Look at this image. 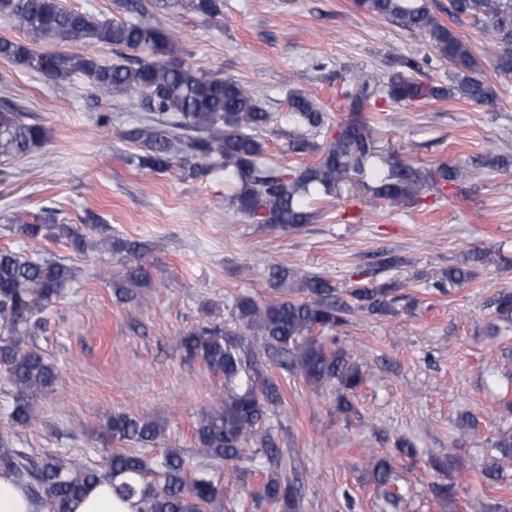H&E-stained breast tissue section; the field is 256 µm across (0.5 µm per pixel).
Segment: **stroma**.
<instances>
[{"label":"stroma","instance_id":"obj_1","mask_svg":"<svg viewBox=\"0 0 512 512\" xmlns=\"http://www.w3.org/2000/svg\"><path fill=\"white\" fill-rule=\"evenodd\" d=\"M140 3L175 34L188 63L253 90L271 115L264 138L274 165L317 159L288 150L289 88L311 91L334 124L348 116L342 92L356 71L384 75L399 56L416 52L426 60L425 78L448 81L447 60L422 36L363 12L356 0H224L222 14L209 20L163 0ZM453 29L477 47L482 77L494 82L499 100L492 108L458 98L387 105L382 147L429 169L512 155V79L499 78L493 57L482 52L473 19ZM12 102L45 128L47 141L26 157L0 159V248L60 258L80 273L45 310L49 330L36 342L63 383L36 399L30 426L13 428L11 388L0 381V435L61 457L81 452L96 465L114 448L108 417L123 412L158 419L166 427L162 447L191 454L193 426L223 397L224 378L187 359L179 338L207 320L211 301L234 324L236 296L273 299L266 281L278 264L298 278L328 279L342 299L368 282L396 281L403 288L394 313L356 309L335 330L366 378L350 410L339 407L335 384L317 389L263 362L283 395L267 423L299 488V512H468L473 500L489 512H512V456L494 446L499 434H512V402L500 398L512 388V324H497L493 306L499 292H512V168L480 171L398 209L366 208L365 189L352 181L341 195L307 199L311 224L283 232L229 207L233 186L222 165L193 176L178 163L163 173L133 164L139 148L122 133L138 112L93 91L82 76L55 81L0 59V106ZM106 113L112 121L104 133L97 122ZM45 207L65 223L85 225L89 239L147 244L155 257L150 286L118 302L113 285L93 276L65 241L7 230V217ZM474 251L488 253V261L469 284L449 286V265ZM401 439L415 456L399 453ZM450 454L463 472L452 477L455 497L440 499L429 461ZM372 455L390 461L401 500L374 485ZM490 467L501 473L498 485L481 477Z\"/></svg>","mask_w":512,"mask_h":512}]
</instances>
